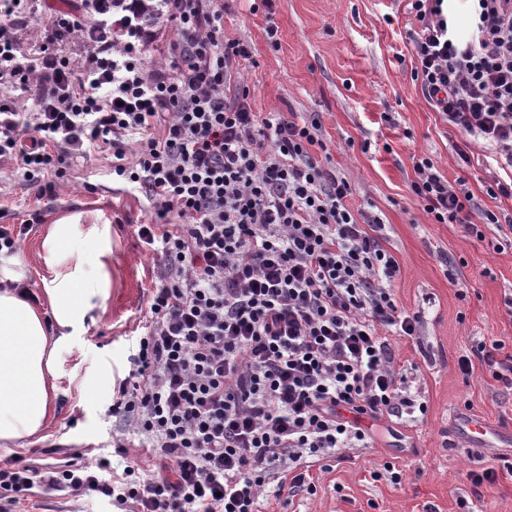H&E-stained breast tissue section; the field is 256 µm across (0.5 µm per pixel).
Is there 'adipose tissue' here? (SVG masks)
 I'll return each instance as SVG.
<instances>
[{
    "label": "adipose tissue",
    "instance_id": "ef3b65f1",
    "mask_svg": "<svg viewBox=\"0 0 512 512\" xmlns=\"http://www.w3.org/2000/svg\"><path fill=\"white\" fill-rule=\"evenodd\" d=\"M40 310L21 297L22 253L0 251V442L39 435L57 391L60 356L97 323L112 289V226L81 212L48 225L39 245Z\"/></svg>",
    "mask_w": 512,
    "mask_h": 512
}]
</instances>
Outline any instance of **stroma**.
Returning <instances> with one entry per match:
<instances>
[{
  "mask_svg": "<svg viewBox=\"0 0 512 512\" xmlns=\"http://www.w3.org/2000/svg\"><path fill=\"white\" fill-rule=\"evenodd\" d=\"M278 43L270 45L264 12L250 13L247 0H233L224 17V35L249 42L253 59L243 66L256 112L319 114L328 165L353 187L352 206H377L385 222L383 244L396 256L401 275L393 286L400 307L423 311L422 342L394 340L398 364H416L413 385L428 410L422 419L402 424L382 417L367 420L374 442L357 448L348 461L317 468V492L292 505L265 500L263 512H512V481L474 488L466 477L471 460L501 467L507 449L462 450L452 432L456 415L469 414L492 427L512 431V393L494 394L492 378L481 365L463 379L457 359L474 336L504 341L512 348V317L503 299L512 293V250L494 253L496 226L485 240L465 236L454 224H435L409 191L413 159L426 156L448 178H465L479 202L512 211V199L494 200L483 184L504 177L480 143L471 146L469 167H459V139L426 100L411 77L414 60L408 35L416 26L407 0H275ZM390 120H383V113ZM55 198L40 199L20 171L0 163V220L22 224L30 214L41 221L22 237L25 283L40 294L38 244L47 224L66 211H85L112 225V265L117 281L99 322L61 358L54 413L38 441L0 445V459L52 469L69 464L94 466L107 457L114 468L141 460L137 448L118 454L114 437L124 427L109 408L118 384L130 369L142 332L147 293L158 276L153 255L137 237L149 221L145 199L131 189L117 191L111 156L91 150L67 158ZM458 263L460 284L451 286L442 257ZM403 474L401 483L373 479L384 464ZM27 512H125L110 498L93 493L70 499L37 490Z\"/></svg>",
  "mask_w": 512,
  "mask_h": 512,
  "instance_id": "obj_1",
  "label": "stroma"
}]
</instances>
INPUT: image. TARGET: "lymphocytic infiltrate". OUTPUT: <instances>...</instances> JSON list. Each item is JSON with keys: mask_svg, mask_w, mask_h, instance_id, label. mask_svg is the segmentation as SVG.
<instances>
[{"mask_svg": "<svg viewBox=\"0 0 512 512\" xmlns=\"http://www.w3.org/2000/svg\"><path fill=\"white\" fill-rule=\"evenodd\" d=\"M34 2L0 0V84L34 105L0 97V161L51 195L56 162L89 145L147 201L152 220L138 236L163 275L112 415L162 466L106 480L104 458L92 472L7 461L0 512L35 487L97 492L137 512H261L265 491L315 494L314 466L370 447L361 417L426 413L413 369L394 364L392 338L417 339L424 315L396 303L400 265L382 244L383 219L353 207L350 182L321 162L319 117L252 111L234 76L252 47L225 37L224 0H162L175 38L156 68L143 62L135 0H81L90 24L45 0L41 51L24 54L15 31ZM409 2L412 76L461 136L460 166L476 139L512 169V0H473L464 34L444 0ZM74 39L84 47L75 57L65 51ZM413 169L409 190L432 223L479 240L484 226L512 224V212L482 206L431 158ZM477 362L512 390L502 341H472L462 377Z\"/></svg>", "mask_w": 512, "mask_h": 512, "instance_id": "obj_1", "label": "lymphocytic infiltrate"}]
</instances>
